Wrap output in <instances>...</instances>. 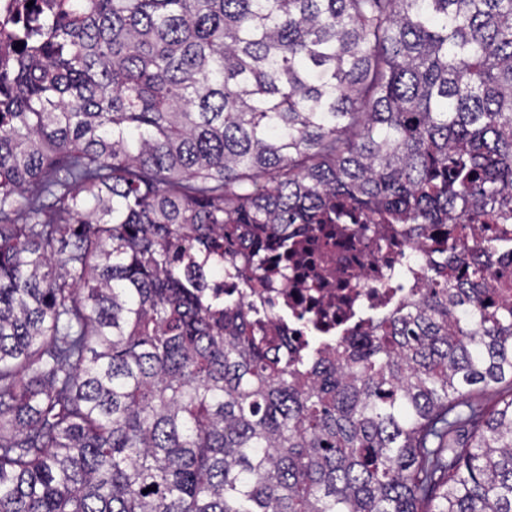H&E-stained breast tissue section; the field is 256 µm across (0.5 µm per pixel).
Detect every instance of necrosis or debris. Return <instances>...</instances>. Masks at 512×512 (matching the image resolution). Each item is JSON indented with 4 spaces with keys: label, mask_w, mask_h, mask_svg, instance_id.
<instances>
[{
    "label": "necrosis or debris",
    "mask_w": 512,
    "mask_h": 512,
    "mask_svg": "<svg viewBox=\"0 0 512 512\" xmlns=\"http://www.w3.org/2000/svg\"><path fill=\"white\" fill-rule=\"evenodd\" d=\"M447 237V226L435 225L418 244L408 225L373 221L356 211L341 224H296L285 242L263 252L258 287L207 268L206 294L231 305L247 302L258 335L274 337L292 353L313 352L407 302Z\"/></svg>",
    "instance_id": "obj_1"
}]
</instances>
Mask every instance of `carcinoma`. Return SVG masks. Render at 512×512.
Instances as JSON below:
<instances>
[{"label":"carcinoma","instance_id":"carcinoma-1","mask_svg":"<svg viewBox=\"0 0 512 512\" xmlns=\"http://www.w3.org/2000/svg\"><path fill=\"white\" fill-rule=\"evenodd\" d=\"M14 37L0 512H512V295L463 223L512 220V0H34ZM346 205L455 225L391 316L279 356L203 294Z\"/></svg>","mask_w":512,"mask_h":512}]
</instances>
